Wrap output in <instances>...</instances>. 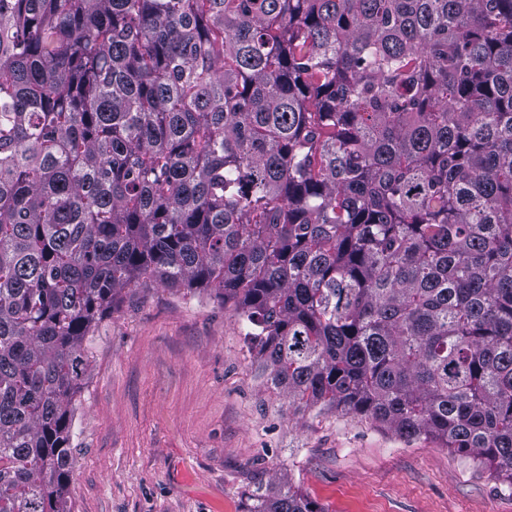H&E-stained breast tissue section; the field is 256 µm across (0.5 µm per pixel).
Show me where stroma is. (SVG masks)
Here are the masks:
<instances>
[{
  "instance_id": "stroma-1",
  "label": "stroma",
  "mask_w": 512,
  "mask_h": 512,
  "mask_svg": "<svg viewBox=\"0 0 512 512\" xmlns=\"http://www.w3.org/2000/svg\"><path fill=\"white\" fill-rule=\"evenodd\" d=\"M90 347L72 512H244L283 473L326 512H512V488L479 459L285 396L209 292L125 289Z\"/></svg>"
}]
</instances>
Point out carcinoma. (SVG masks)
Instances as JSON below:
<instances>
[{
	"mask_svg": "<svg viewBox=\"0 0 512 512\" xmlns=\"http://www.w3.org/2000/svg\"><path fill=\"white\" fill-rule=\"evenodd\" d=\"M156 279L512 488V0H0V512H72L89 337Z\"/></svg>",
	"mask_w": 512,
	"mask_h": 512,
	"instance_id": "1",
	"label": "carcinoma"
}]
</instances>
